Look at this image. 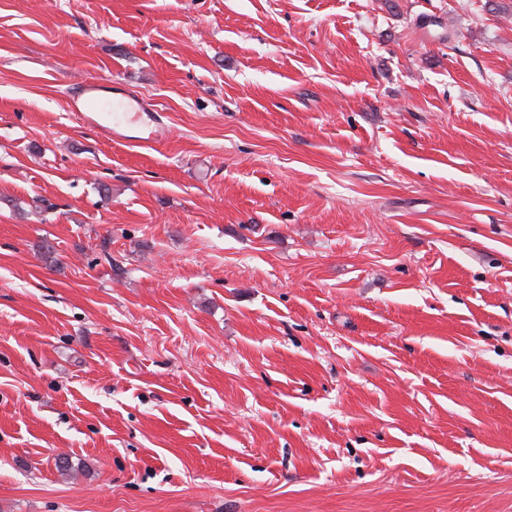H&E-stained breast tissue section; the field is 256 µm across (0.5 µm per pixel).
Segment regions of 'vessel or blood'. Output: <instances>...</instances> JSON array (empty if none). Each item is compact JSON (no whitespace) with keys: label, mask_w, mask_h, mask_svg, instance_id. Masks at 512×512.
Here are the masks:
<instances>
[{"label":"vessel or blood","mask_w":512,"mask_h":512,"mask_svg":"<svg viewBox=\"0 0 512 512\" xmlns=\"http://www.w3.org/2000/svg\"><path fill=\"white\" fill-rule=\"evenodd\" d=\"M68 105L84 126L122 143L128 142L127 130L132 126L139 130V143H154L165 125V115L155 105L122 91L120 86L106 87L98 79L83 82Z\"/></svg>","instance_id":"obj_1"}]
</instances>
